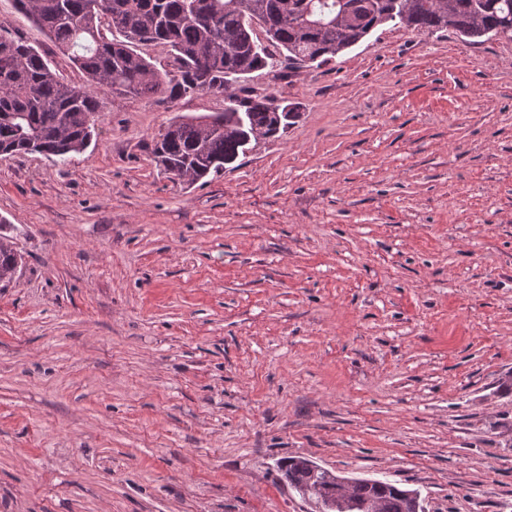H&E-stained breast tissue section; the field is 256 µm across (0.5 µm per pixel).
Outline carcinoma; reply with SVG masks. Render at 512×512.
Segmentation results:
<instances>
[{
    "label": "carcinoma",
    "mask_w": 512,
    "mask_h": 512,
    "mask_svg": "<svg viewBox=\"0 0 512 512\" xmlns=\"http://www.w3.org/2000/svg\"><path fill=\"white\" fill-rule=\"evenodd\" d=\"M37 31L55 40L83 80H64L24 37L0 36V154L40 153L67 159L83 151L102 111L101 93L174 102L221 92L224 112L182 117L153 149L173 178L195 183L224 171L247 134L276 136L288 121L272 93L253 96L249 74L284 62L319 68L393 24L419 32L451 30L467 44L512 40V0H14ZM313 13L305 16L308 4ZM112 33L107 38L103 30ZM140 45L169 49L171 69L158 70ZM21 255L0 240V281H11ZM300 495L343 498L336 475L311 461L282 464ZM352 512H409L393 482L355 481Z\"/></svg>",
    "instance_id": "cac0c4a2"
}]
</instances>
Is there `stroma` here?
<instances>
[{"label":"stroma","mask_w":512,"mask_h":512,"mask_svg":"<svg viewBox=\"0 0 512 512\" xmlns=\"http://www.w3.org/2000/svg\"><path fill=\"white\" fill-rule=\"evenodd\" d=\"M245 86L299 117L192 185L151 148L220 93L0 156V512H311L299 456L512 512V41L384 25ZM0 281H11L13 279L14 266L19 261L21 263V255L7 242L2 241L0 237Z\"/></svg>","instance_id":"obj_1"}]
</instances>
